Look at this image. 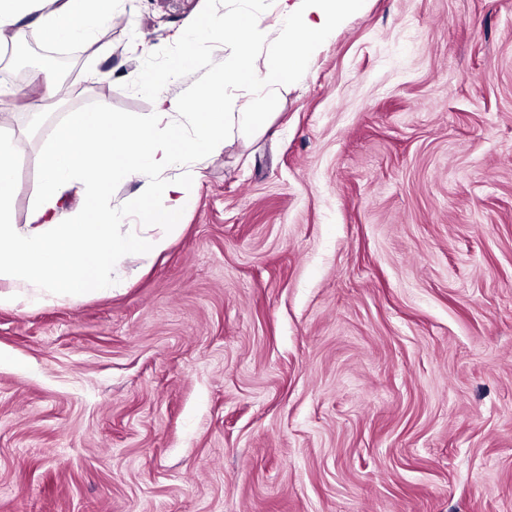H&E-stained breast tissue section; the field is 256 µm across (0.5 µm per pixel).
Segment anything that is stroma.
I'll use <instances>...</instances> for the list:
<instances>
[{"label": "stroma", "instance_id": "35a3bbf8", "mask_svg": "<svg viewBox=\"0 0 512 512\" xmlns=\"http://www.w3.org/2000/svg\"><path fill=\"white\" fill-rule=\"evenodd\" d=\"M239 0H118L39 113L0 96L23 223L72 110ZM225 55L162 89L185 94ZM208 157L127 288L0 308V512H512V0H360Z\"/></svg>", "mask_w": 512, "mask_h": 512}]
</instances>
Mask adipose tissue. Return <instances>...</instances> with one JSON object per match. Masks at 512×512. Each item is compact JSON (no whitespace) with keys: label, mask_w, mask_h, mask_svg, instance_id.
Here are the masks:
<instances>
[{"label":"adipose tissue","mask_w":512,"mask_h":512,"mask_svg":"<svg viewBox=\"0 0 512 512\" xmlns=\"http://www.w3.org/2000/svg\"><path fill=\"white\" fill-rule=\"evenodd\" d=\"M275 2L288 37L261 47L263 0H252L244 20L205 18L166 69L145 71L142 84L156 96L155 113L128 117L104 103L69 112L41 154V177L21 224L12 217V143L0 138V307L27 310L112 293L125 284L122 266L130 255L151 260L167 251L193 202L203 160L223 149L230 126L245 132L268 127V113L226 111L227 89L247 86L270 94L300 77L306 59L318 53L355 0ZM114 12L115 0H0V42L19 41L18 23L30 16L47 43L86 41ZM293 34L302 37L304 54L294 51ZM208 38L223 43L224 67L185 95L161 94L173 74L194 63ZM89 141L94 151L85 150ZM175 165L179 175L164 178ZM126 182L137 183L138 190L125 205L114 206L112 188ZM75 188L83 197L77 208L69 204Z\"/></svg>","instance_id":"1"}]
</instances>
